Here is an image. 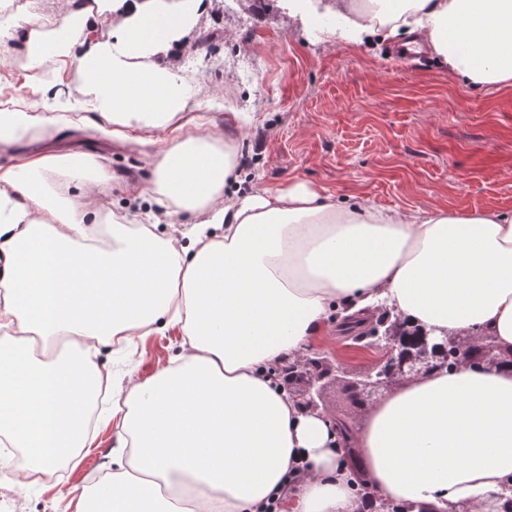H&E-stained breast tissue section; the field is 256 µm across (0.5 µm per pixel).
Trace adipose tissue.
I'll use <instances>...</instances> for the list:
<instances>
[{
    "instance_id": "1",
    "label": "adipose tissue",
    "mask_w": 512,
    "mask_h": 512,
    "mask_svg": "<svg viewBox=\"0 0 512 512\" xmlns=\"http://www.w3.org/2000/svg\"><path fill=\"white\" fill-rule=\"evenodd\" d=\"M0 0V45L61 85V112L0 91V447L34 472L93 447L90 404L112 397L116 468L64 494L62 512H361L332 421L286 393L269 366L303 355L331 306L384 309L442 339L473 332L512 352V212H430L336 203L303 182L231 197L234 145L177 66L210 0H58L50 19ZM336 35L363 43L410 26L476 88L512 86V0H330ZM109 32H102V25ZM150 149L143 223L87 187L105 157L27 149L62 129ZM179 327V352L143 380L115 381L123 351ZM384 500L498 512L512 477V366L410 376L353 434Z\"/></svg>"
}]
</instances>
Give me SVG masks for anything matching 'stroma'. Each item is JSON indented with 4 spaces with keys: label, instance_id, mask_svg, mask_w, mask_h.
I'll list each match as a JSON object with an SVG mask.
<instances>
[{
    "label": "stroma",
    "instance_id": "obj_1",
    "mask_svg": "<svg viewBox=\"0 0 512 512\" xmlns=\"http://www.w3.org/2000/svg\"><path fill=\"white\" fill-rule=\"evenodd\" d=\"M217 32L212 56L197 47ZM180 74L193 114L222 125L237 144L234 170L240 191L251 194L303 181L340 202L408 212L440 207L512 212V88L466 85L434 55L391 57L390 40L350 44L329 28L289 16L283 0H226L211 4L187 37ZM56 107L25 62L0 46V84ZM231 112L251 122L228 126ZM64 151L103 153L122 180L148 185L152 167L133 143L110 142L69 130L55 140ZM181 341L179 328L152 335L134 354L113 359L110 370L147 378L166 364ZM310 353L349 374L376 370L378 361L352 335L330 330ZM319 406L332 418L359 421L363 412L345 382H328ZM114 430L98 426L96 445L75 468L52 478L17 482L26 466L19 450L0 452V512H58L59 494L89 484L112 461Z\"/></svg>",
    "mask_w": 512,
    "mask_h": 512
}]
</instances>
